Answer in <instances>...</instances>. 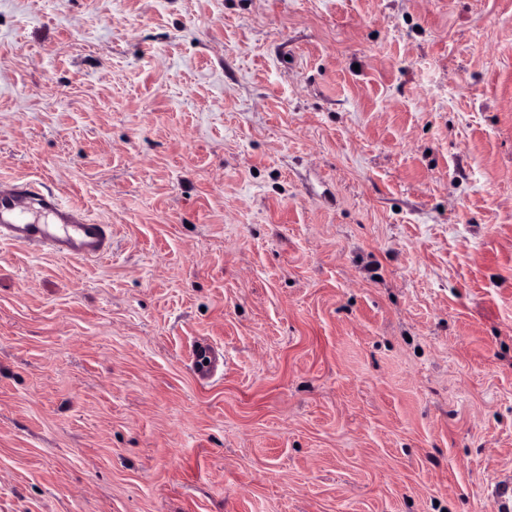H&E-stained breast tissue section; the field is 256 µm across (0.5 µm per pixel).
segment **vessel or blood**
<instances>
[{
	"label": "vessel or blood",
	"instance_id": "vessel-or-blood-1",
	"mask_svg": "<svg viewBox=\"0 0 512 512\" xmlns=\"http://www.w3.org/2000/svg\"><path fill=\"white\" fill-rule=\"evenodd\" d=\"M0 238L63 257L102 258L111 249L112 227L39 182L15 181L0 184Z\"/></svg>",
	"mask_w": 512,
	"mask_h": 512
}]
</instances>
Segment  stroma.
<instances>
[{
    "mask_svg": "<svg viewBox=\"0 0 512 512\" xmlns=\"http://www.w3.org/2000/svg\"><path fill=\"white\" fill-rule=\"evenodd\" d=\"M16 179L0 512H498L512 0H0ZM0 238L63 257L103 258L111 249L112 227L39 182L14 181L0 183Z\"/></svg>",
    "mask_w": 512,
    "mask_h": 512,
    "instance_id": "1",
    "label": "stroma"
}]
</instances>
